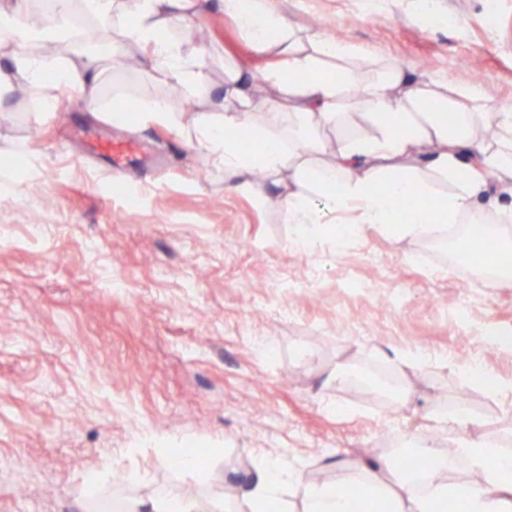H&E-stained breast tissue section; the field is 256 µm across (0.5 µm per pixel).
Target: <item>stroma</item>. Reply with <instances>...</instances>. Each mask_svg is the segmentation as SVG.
Wrapping results in <instances>:
<instances>
[{
	"instance_id": "stroma-1",
	"label": "stroma",
	"mask_w": 512,
	"mask_h": 512,
	"mask_svg": "<svg viewBox=\"0 0 512 512\" xmlns=\"http://www.w3.org/2000/svg\"><path fill=\"white\" fill-rule=\"evenodd\" d=\"M265 2L299 35L355 47L362 73L394 62L512 109V0ZM201 9L208 87L160 81L135 48L102 74L95 112L54 81L0 79V512L158 494L230 512L269 458L299 472L285 498L301 512L305 485L351 486L357 461L396 463L415 437L456 451L438 420L462 404L512 453V395L487 384L512 380V347L486 340L512 331V287L470 275L434 234L367 228L338 245L353 212L302 229L277 188L262 202L225 187L185 131L112 119L155 97L219 111L228 55L262 85L267 54L219 0ZM104 134L147 160L113 176L90 146ZM474 363L485 382H464ZM339 367L413 394L324 384ZM184 448L196 467L174 464Z\"/></svg>"
}]
</instances>
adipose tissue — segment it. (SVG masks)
I'll list each match as a JSON object with an SVG mask.
<instances>
[{"label": "adipose tissue", "instance_id": "obj_1", "mask_svg": "<svg viewBox=\"0 0 512 512\" xmlns=\"http://www.w3.org/2000/svg\"><path fill=\"white\" fill-rule=\"evenodd\" d=\"M199 0H101V13L113 26L102 48L75 51L60 62L37 53V36L23 20L32 0H8L0 19L11 32L12 68L39 83L52 69L57 85L92 98L110 61L141 52L140 64L164 83L204 88L209 74L200 57L175 37L199 19ZM246 38L273 57L265 80L272 94L257 102L249 67L230 59L224 63L223 101L219 111L201 114L194 138L223 167L231 188L266 199V186L253 179L255 171L282 178L278 202L297 224L320 223L325 200L330 212L355 210L354 225L337 233L338 241L356 235L359 225L379 229L398 225L413 236L434 227L464 221L484 223L488 235L512 222V202L486 200L490 176L512 179V113L483 103L476 91L449 87L438 78L419 79L406 67L384 62L371 77L359 75L352 47L318 35L298 37L284 18L262 9L260 0H223ZM358 91L363 111H349L344 100ZM263 112L254 121V112ZM495 123L494 141L479 130ZM255 125L260 142L244 151L236 130ZM479 156L480 167L470 159ZM434 196L431 208L420 206L422 195ZM403 203L388 209L380 196ZM497 221L485 224L488 211ZM430 462L422 480L362 465L358 481L367 512H438L453 502L456 512H512V455L497 453L475 438L461 444L459 454L485 470L482 483L441 481L448 458L434 446H424ZM285 464L268 462L242 486L233 512H288L279 498L283 484L295 481Z\"/></svg>", "mask_w": 512, "mask_h": 512}]
</instances>
